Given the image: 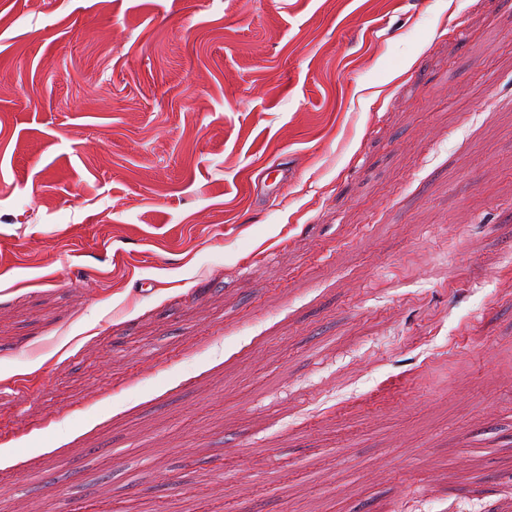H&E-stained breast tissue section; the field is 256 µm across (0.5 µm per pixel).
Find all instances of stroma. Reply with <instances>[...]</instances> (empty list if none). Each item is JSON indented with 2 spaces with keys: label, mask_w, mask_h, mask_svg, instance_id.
Returning <instances> with one entry per match:
<instances>
[{
  "label": "stroma",
  "mask_w": 512,
  "mask_h": 512,
  "mask_svg": "<svg viewBox=\"0 0 512 512\" xmlns=\"http://www.w3.org/2000/svg\"><path fill=\"white\" fill-rule=\"evenodd\" d=\"M477 444L512 0H0V512H479Z\"/></svg>",
  "instance_id": "obj_1"
}]
</instances>
